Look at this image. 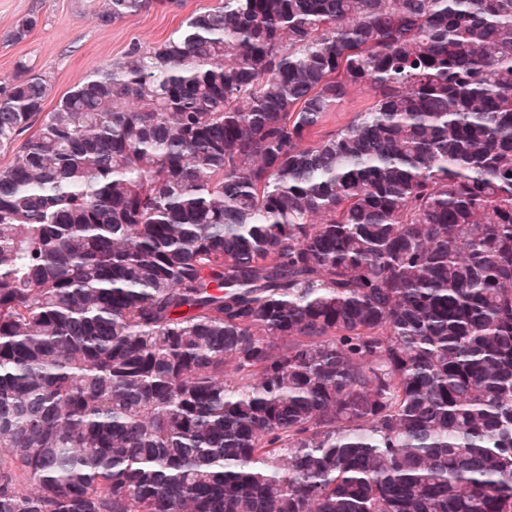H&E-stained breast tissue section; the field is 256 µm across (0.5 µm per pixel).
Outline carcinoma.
<instances>
[{"label": "carcinoma", "mask_w": 512, "mask_h": 512, "mask_svg": "<svg viewBox=\"0 0 512 512\" xmlns=\"http://www.w3.org/2000/svg\"><path fill=\"white\" fill-rule=\"evenodd\" d=\"M48 93L0 87V512H512V0H220ZM369 97L370 91L367 87L352 90L346 102L334 112L336 124L342 125L349 121L354 115L353 105L365 102Z\"/></svg>", "instance_id": "cac0c4a2"}]
</instances>
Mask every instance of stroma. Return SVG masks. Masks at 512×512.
I'll list each match as a JSON object with an SVG mask.
<instances>
[{
    "label": "stroma",
    "instance_id": "obj_1",
    "mask_svg": "<svg viewBox=\"0 0 512 512\" xmlns=\"http://www.w3.org/2000/svg\"><path fill=\"white\" fill-rule=\"evenodd\" d=\"M219 0H157L146 11L104 26L96 14L101 0H0V81L10 78L18 63L46 75L50 94L46 109L99 66L122 60L136 44L164 42L191 14ZM25 17L37 21L20 41L11 34Z\"/></svg>",
    "mask_w": 512,
    "mask_h": 512
}]
</instances>
